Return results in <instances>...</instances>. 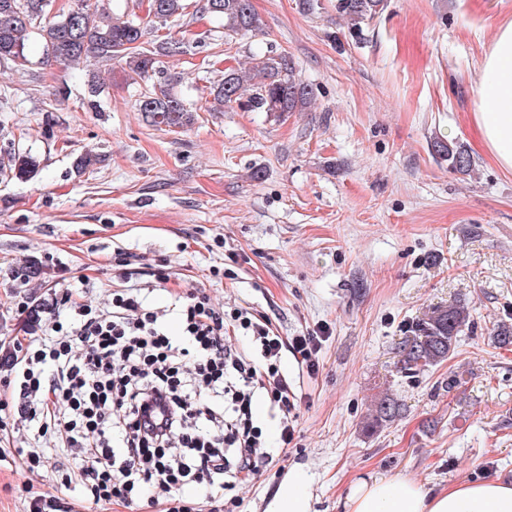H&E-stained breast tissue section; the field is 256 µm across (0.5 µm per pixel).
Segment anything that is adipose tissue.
Instances as JSON below:
<instances>
[{
	"instance_id": "1",
	"label": "adipose tissue",
	"mask_w": 512,
	"mask_h": 512,
	"mask_svg": "<svg viewBox=\"0 0 512 512\" xmlns=\"http://www.w3.org/2000/svg\"><path fill=\"white\" fill-rule=\"evenodd\" d=\"M474 121L494 161L512 171V21L500 26L481 64ZM345 512H512V484L459 483L433 490L400 475L356 482Z\"/></svg>"
}]
</instances>
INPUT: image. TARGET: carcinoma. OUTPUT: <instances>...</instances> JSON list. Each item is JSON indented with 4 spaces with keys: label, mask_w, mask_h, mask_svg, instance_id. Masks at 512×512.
Masks as SVG:
<instances>
[{
    "label": "carcinoma",
    "mask_w": 512,
    "mask_h": 512,
    "mask_svg": "<svg viewBox=\"0 0 512 512\" xmlns=\"http://www.w3.org/2000/svg\"><path fill=\"white\" fill-rule=\"evenodd\" d=\"M385 2L336 0V12L360 31L362 25L383 12ZM53 6V0H0V65L25 72L30 64L26 46L33 34L43 44L47 63L69 66L94 61L108 65L117 60L124 64L125 76L133 82L160 73L159 57L186 53L184 40L168 36L151 49L141 47L143 27L137 14L141 0H130L120 16L93 8L86 0H79L71 12L63 8L55 12ZM187 9V0H149L147 16L165 25L179 20ZM203 9L224 21L229 36L257 28L250 0H205ZM211 95L219 106L235 104L251 112L281 116L304 111L311 103L312 90L301 81L288 54L274 52L253 60L245 70H225L224 77L213 83ZM138 107L157 126L184 128L194 122L193 110L161 87L142 94ZM432 150L448 163V169L461 175L473 171L474 162L464 144L438 138ZM39 167L34 155L15 152L8 164L0 167V174L26 181L38 174ZM468 319L467 309L461 304L431 308L399 343L396 367L413 374L444 362L454 351ZM399 415L400 405L386 395L370 409L367 427L376 430Z\"/></svg>",
    "instance_id": "carcinoma-1"
}]
</instances>
